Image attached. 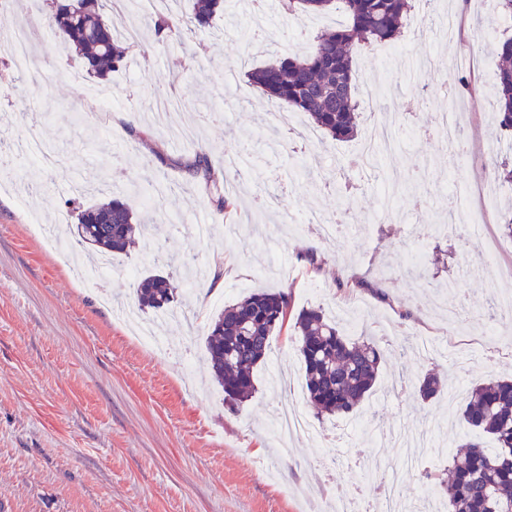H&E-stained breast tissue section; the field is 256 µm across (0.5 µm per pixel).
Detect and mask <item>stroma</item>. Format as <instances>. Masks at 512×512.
<instances>
[{
	"instance_id": "1",
	"label": "stroma",
	"mask_w": 512,
	"mask_h": 512,
	"mask_svg": "<svg viewBox=\"0 0 512 512\" xmlns=\"http://www.w3.org/2000/svg\"><path fill=\"white\" fill-rule=\"evenodd\" d=\"M439 6L461 19L454 42L400 41L433 58V78L408 80L397 64L381 65L374 46L357 50L358 83L380 88L361 129L392 102L414 106L405 124L390 126L392 148L371 171L353 163L357 141L306 144L281 131L250 84L252 69L306 50L287 30L279 0H269L263 37L248 29L245 0H228L210 30L177 32L165 48L154 43L147 15L129 4L113 9L116 28L134 23L140 37L128 42V64L107 84L108 112L69 78L81 62L44 15H22L18 0H0V30L34 31L46 74L23 76L0 62V139L14 146L0 161V512H336L371 464L397 470L409 496L427 474L446 472L447 457L407 458L391 438L439 421L449 446L474 438L460 415L471 386L512 376V350L468 357L457 349L478 344L489 294L512 290V237L502 231L512 193L487 203L480 190L481 181L498 184L497 168L512 166V138L494 120L498 58L483 34L492 28L505 39L512 29L487 0ZM228 61L238 65L231 92ZM463 77L471 88H461ZM447 94L469 142L467 157L455 162L441 145H415L407 131L432 123L424 99ZM34 136L55 146L54 168L20 151ZM245 144L254 161L237 208L216 216L185 166L205 151L223 167ZM103 177L113 197L139 212L155 204L165 222L160 238L114 256L111 277L96 284L80 279L39 227L67 236L71 185ZM459 193L473 220L451 227L448 200ZM312 209L335 216V237L319 238L306 224ZM199 224L205 236L195 233ZM310 247L322 259L315 274L297 258ZM416 252L426 262L425 288L407 271ZM187 254L196 269L223 270L224 284L182 295L171 312L141 314L170 347L163 356L118 313L134 305L142 274L184 286ZM340 277L359 288L338 291ZM261 287L290 293L297 311L322 307L345 334L373 335L382 347L381 378L356 413L366 430L360 447L336 442L344 419L318 420L306 402L290 329L257 367L255 397L237 414L225 406L206 360L207 326ZM431 370L448 380L425 403L419 380ZM286 405L299 408L307 427L281 438L271 426Z\"/></svg>"
}]
</instances>
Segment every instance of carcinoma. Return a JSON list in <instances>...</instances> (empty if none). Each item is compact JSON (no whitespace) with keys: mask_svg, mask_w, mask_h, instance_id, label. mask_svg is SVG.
I'll list each match as a JSON object with an SVG mask.
<instances>
[{"mask_svg":"<svg viewBox=\"0 0 512 512\" xmlns=\"http://www.w3.org/2000/svg\"><path fill=\"white\" fill-rule=\"evenodd\" d=\"M48 27L61 34L67 50L78 56L87 73L107 80L127 66L122 38L103 20L99 0H57L51 5ZM343 9L348 23L314 37L301 56H286L248 74L273 105L286 104L303 112L312 126L332 141H348L359 131L360 100L354 76L358 43H386L407 27L410 0H288L287 13L321 14ZM224 13V0H195L188 20L169 11L154 14L150 28L155 41L166 44L187 22L205 31ZM496 120L512 133V38L496 44ZM187 172L209 189V203L217 214L237 206V196L221 190L209 154L201 151L186 165ZM72 225L74 241L88 258L125 253L145 232H160L126 202L103 199L77 207ZM179 299L169 276L143 275L136 288L142 312L167 311ZM294 320L306 396L317 418L354 412L374 388L384 354L373 339L352 340L329 319L322 308L309 307L292 314L290 297L283 291L258 290L224 307L208 325L206 349L214 381L224 391V403L238 411L256 393L254 372L267 359L273 336ZM443 381L432 373L419 384L420 396H436ZM464 421L495 443L479 440L457 445L446 481L434 482L448 501L450 512H512V381L476 383L462 411Z\"/></svg>","mask_w":512,"mask_h":512,"instance_id":"1","label":"carcinoma"}]
</instances>
